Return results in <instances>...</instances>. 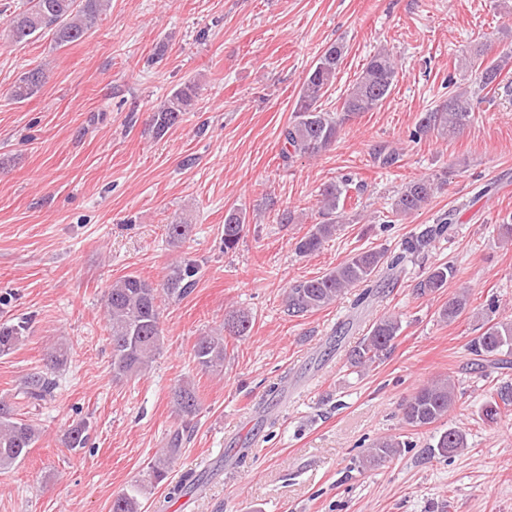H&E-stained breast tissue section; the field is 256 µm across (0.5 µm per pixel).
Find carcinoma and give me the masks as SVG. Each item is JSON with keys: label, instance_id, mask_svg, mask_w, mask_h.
<instances>
[{"label": "carcinoma", "instance_id": "carcinoma-1", "mask_svg": "<svg viewBox=\"0 0 512 512\" xmlns=\"http://www.w3.org/2000/svg\"><path fill=\"white\" fill-rule=\"evenodd\" d=\"M110 0H24L22 8L13 16L9 36L14 42H27L46 30L53 32L57 44L67 46L76 43L95 28L106 14ZM344 47L340 43L328 45L318 56L307 74L296 98L292 119L280 134L282 147L280 158L288 163L296 156H317L335 144L339 129L349 117L375 110L391 93L397 81V66L386 51L373 54L363 67L344 97L343 116L337 118L322 108V100L336 80ZM512 64V55L505 54L488 60L478 53L470 67L478 74V91L451 92L448 99L424 113L419 120L418 133H435L446 137L460 133L474 119L485 97L480 92L493 85L502 71ZM47 75L36 67L24 72L13 86L12 96L25 101L34 96L45 84ZM198 83L187 81L174 89L152 118L155 133L161 135L181 121L190 111L197 95ZM436 189L434 181L426 178L406 184L394 200L395 213L411 215L421 210ZM343 185L326 184L320 193L322 214L326 221L313 229L297 243L301 254L319 251L323 243L336 233V225L342 223ZM246 215L239 208H230L224 216V254L234 253L243 237ZM453 224L452 213L445 212L436 219L426 235L405 242L402 251L393 256L381 252L357 253L333 270L310 279L296 280L288 287L286 307L292 316L305 315L324 309L336 302L346 290L369 287L381 268L392 271L405 260L425 252L436 240L448 234ZM200 272L197 261L185 258L169 267L163 282L155 285L138 275L128 274L112 282L108 288L105 308L108 320L109 340L112 345V367L120 377L132 376L146 369L160 352V301L162 297L180 300L195 288ZM454 268L441 264L432 266L420 283L423 293H434L445 287L453 277ZM467 297L463 294L448 298L440 317L453 321L465 310ZM252 319L245 311L231 313L224 322V332L230 336H246ZM401 321L387 317L375 322L357 349L350 354L355 367H366L388 356L393 342L399 335ZM26 326L0 322V354L10 353L23 336ZM471 349L478 355L491 357L503 351L512 353V321L508 319L488 325L472 339ZM193 359L201 369L222 373L226 346L222 336H201L192 349ZM68 351L58 345L46 351L43 367L28 374L19 392L26 403L45 400L56 388L52 374L67 361ZM456 386L449 378L436 379L418 389L403 405L402 420L414 427H426L441 422L456 403ZM173 404L185 424H190L200 410V400L195 388L189 383L178 385L173 391ZM86 427L79 424L65 437L66 447L76 449L86 445ZM40 438V432L27 420L18 417L16 406L0 401V471L14 468L21 463L30 448ZM181 437L176 433L161 450L158 460L151 466L153 483L167 479L168 463L180 453ZM410 442L396 438L378 440L362 458L363 465L374 467L410 448ZM467 447L465 433L448 427L437 433L429 445L432 454L446 457ZM144 486L136 485L112 499L110 512H140L139 497Z\"/></svg>", "mask_w": 512, "mask_h": 512}]
</instances>
